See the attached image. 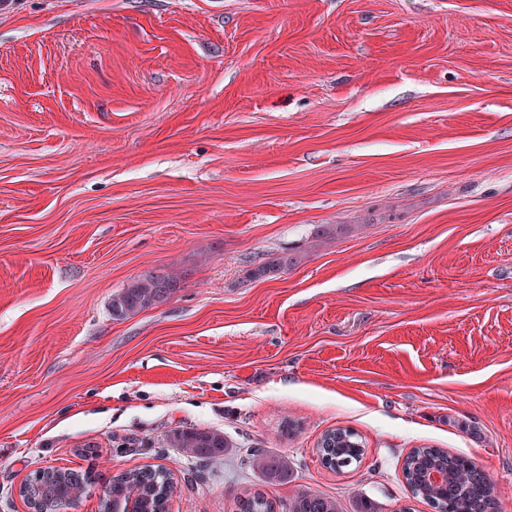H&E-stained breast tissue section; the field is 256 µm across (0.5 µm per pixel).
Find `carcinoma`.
Wrapping results in <instances>:
<instances>
[{"instance_id":"carcinoma-1","label":"carcinoma","mask_w":512,"mask_h":512,"mask_svg":"<svg viewBox=\"0 0 512 512\" xmlns=\"http://www.w3.org/2000/svg\"><path fill=\"white\" fill-rule=\"evenodd\" d=\"M296 258L275 256L253 269L252 278L274 277L291 268ZM176 274L142 275L112 297V317L122 320L170 300L179 290ZM171 448H178L199 463H210L224 456L230 443L224 433L206 428H183L167 438ZM322 463L340 470L361 461L364 445L357 432L338 427L326 432L319 442ZM245 464L258 471L267 485H281L290 480L288 458L264 448H247ZM442 468L448 482L437 489L428 485L423 471ZM402 473L411 492L431 507L443 512H497V503L485 474L471 466L463 455H451L439 448H414L404 458ZM91 470L44 469L33 473L20 488L21 496L34 512H54L63 505L81 500L85 489L94 484ZM172 490L169 473L164 469H142L124 472L108 481L101 500V512H165ZM276 505L260 491L239 497L238 512H275ZM283 512H342L337 500L302 489L281 505Z\"/></svg>"}]
</instances>
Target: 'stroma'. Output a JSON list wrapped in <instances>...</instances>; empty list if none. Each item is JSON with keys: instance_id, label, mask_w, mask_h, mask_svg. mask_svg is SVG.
I'll return each instance as SVG.
<instances>
[{"instance_id": "stroma-1", "label": "stroma", "mask_w": 512, "mask_h": 512, "mask_svg": "<svg viewBox=\"0 0 512 512\" xmlns=\"http://www.w3.org/2000/svg\"><path fill=\"white\" fill-rule=\"evenodd\" d=\"M316 224L352 233L312 244ZM294 251L280 277L248 275ZM178 292L123 320L150 272ZM347 426L360 463L317 449ZM224 433L201 466L171 430ZM512 512V0H23L0 11V512L47 467L162 465L170 512L310 489ZM287 457L264 484L247 448ZM179 288L178 277L172 272L142 275L112 297V317L122 320L167 302ZM360 438L349 427H337L326 432L318 446L324 467L340 470L359 463L364 454V445ZM463 455H451L440 448H413L404 458L402 473L415 497L441 512H497V503L485 474L471 466ZM442 468L448 482L440 489L428 485L423 471Z\"/></svg>"}]
</instances>
